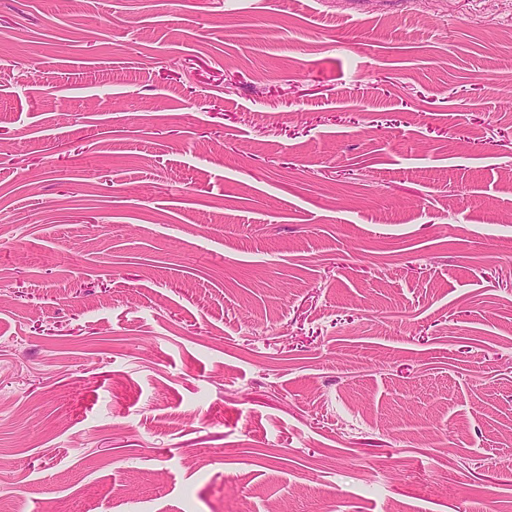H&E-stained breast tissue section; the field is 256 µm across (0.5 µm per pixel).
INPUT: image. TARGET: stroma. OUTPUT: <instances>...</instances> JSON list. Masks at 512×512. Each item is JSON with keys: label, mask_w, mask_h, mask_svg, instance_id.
Returning a JSON list of instances; mask_svg holds the SVG:
<instances>
[{"label": "stroma", "mask_w": 512, "mask_h": 512, "mask_svg": "<svg viewBox=\"0 0 512 512\" xmlns=\"http://www.w3.org/2000/svg\"><path fill=\"white\" fill-rule=\"evenodd\" d=\"M512 512V5L0 0V512Z\"/></svg>", "instance_id": "stroma-1"}]
</instances>
